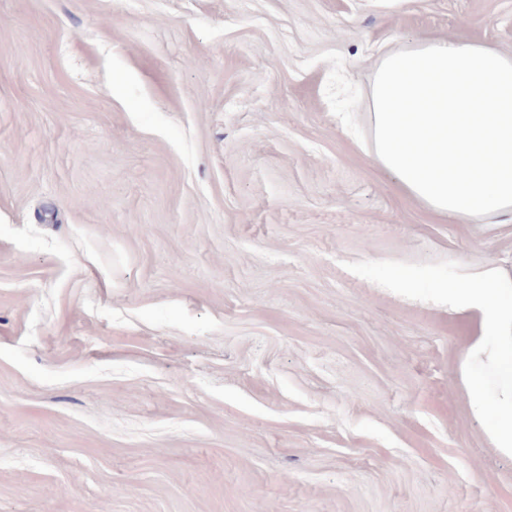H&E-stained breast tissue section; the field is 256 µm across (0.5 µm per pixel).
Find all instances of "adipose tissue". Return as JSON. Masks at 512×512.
Listing matches in <instances>:
<instances>
[{
	"label": "adipose tissue",
	"instance_id": "adipose-tissue-1",
	"mask_svg": "<svg viewBox=\"0 0 512 512\" xmlns=\"http://www.w3.org/2000/svg\"><path fill=\"white\" fill-rule=\"evenodd\" d=\"M369 154L413 200L464 221L512 216V54L454 39H426L376 63ZM442 302L478 319L461 379L472 413L512 457V278L489 267ZM479 366L485 379L468 374Z\"/></svg>",
	"mask_w": 512,
	"mask_h": 512
}]
</instances>
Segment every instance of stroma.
Returning a JSON list of instances; mask_svg holds the SVG:
<instances>
[{"label": "stroma", "mask_w": 512, "mask_h": 512, "mask_svg": "<svg viewBox=\"0 0 512 512\" xmlns=\"http://www.w3.org/2000/svg\"><path fill=\"white\" fill-rule=\"evenodd\" d=\"M512 0H0V512H512L459 375L512 222L341 125Z\"/></svg>", "instance_id": "stroma-1"}]
</instances>
